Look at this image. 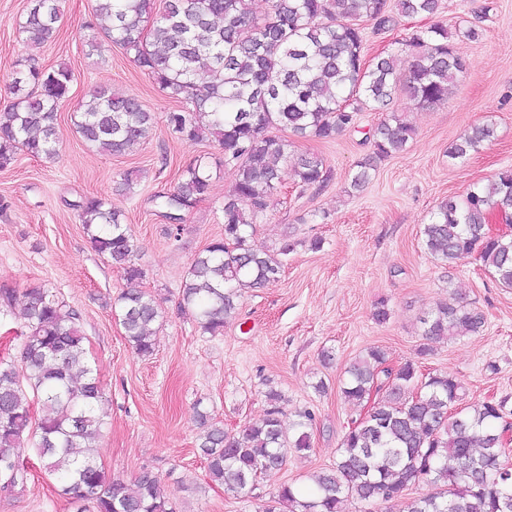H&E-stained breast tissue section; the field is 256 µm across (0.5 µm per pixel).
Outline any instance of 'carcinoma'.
<instances>
[{"instance_id": "cac0c4a2", "label": "carcinoma", "mask_w": 512, "mask_h": 512, "mask_svg": "<svg viewBox=\"0 0 512 512\" xmlns=\"http://www.w3.org/2000/svg\"><path fill=\"white\" fill-rule=\"evenodd\" d=\"M439 0H272L271 11L255 18L248 0H95L105 42L133 55L168 98L184 104L167 115V126L188 142L212 137L224 150V165L236 178L224 194V237L193 260L182 284L181 305L193 310L200 329L212 336L237 309L242 291L279 280L290 245L275 255L255 244L254 229L268 199L291 175L301 187L321 186L332 177L315 153L289 154L284 130L299 138L331 141L356 128L359 112L386 111L403 91L422 106L448 98L455 75L465 69L454 40L478 37L476 30H450L433 24L411 32L404 51L412 57L409 77L397 73V56L379 55L365 63L363 23L382 30L395 16H429ZM60 18V0H31L21 31L36 45L51 41ZM73 71L60 63L39 64L31 55L18 64L12 89L16 99L0 110V169L17 152L51 159L57 127L54 114L71 93ZM156 117L134 95L110 87L94 89L74 116L86 145L120 154L145 140ZM414 129L398 116L384 117L371 135L372 153L358 163L350 186L361 189L378 160L403 151ZM491 123L470 127L448 156L464 159L492 141ZM211 176L207 166L187 168L161 201L164 216L183 220L182 212L203 200ZM95 251L123 270L128 286L117 298L119 323L141 356L154 351L151 326L160 318L155 298L140 288L144 272L134 263L137 250L122 214L98 196L79 205ZM494 214L512 216V170L474 184L464 202L450 198L422 230L431 255L453 266L474 254L492 268L499 282L512 287V237L488 235ZM26 328L20 365L0 360V490L25 483L22 450L32 440L43 467L63 494L79 503L77 512H176L160 478L144 469L130 484L110 480L95 461L105 425L103 389L94 375L78 318L41 287L26 292ZM483 312L449 293L423 319L424 356L430 343L475 334ZM342 388L352 403L374 402L369 413L351 422L333 466L308 476L313 494L304 496L283 483L277 497L290 512H344L349 498L369 505L405 498L410 486L433 491L411 499L407 512H512V468L503 461V404L486 401L471 413H453L463 386L447 373L422 379L415 360L396 366L384 349L370 347L347 370ZM40 405L32 422L22 383ZM260 422L231 434L197 411L200 456L211 479L224 492L250 503L260 498V480L280 471L288 454L312 451L315 416L309 410L284 423L282 396L271 389Z\"/></svg>"}]
</instances>
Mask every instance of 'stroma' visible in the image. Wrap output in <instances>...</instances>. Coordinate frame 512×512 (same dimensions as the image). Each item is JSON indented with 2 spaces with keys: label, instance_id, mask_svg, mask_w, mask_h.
<instances>
[{
  "label": "stroma",
  "instance_id": "obj_1",
  "mask_svg": "<svg viewBox=\"0 0 512 512\" xmlns=\"http://www.w3.org/2000/svg\"><path fill=\"white\" fill-rule=\"evenodd\" d=\"M93 5L61 0L55 39L35 50L19 30L29 0H0V109L13 101V71L29 54L45 66L67 64L74 74L70 97L56 114L54 157L20 152L0 169V359H20L27 289H48L78 315L104 388L108 417L96 461L108 477L128 483L152 470L176 512H262L281 483L307 486L310 473L334 464L344 434L363 412L341 394L344 372L373 346L387 351L390 364L415 358L422 372L453 374L464 386L461 409L492 398L503 402L512 422V288L473 256L447 267L421 239L423 224L442 201L463 199L473 183L512 169V0H440L436 16L402 17L385 31L367 27L365 58L398 55L403 73L409 60L401 41L414 29L437 21L476 28L479 36L456 40L470 66L457 74L446 101L422 108L406 94L394 95L390 111L415 134L403 152L378 162L363 190H351L350 181L371 151L366 136L381 113L362 112L355 130L329 143L282 132L289 153L321 155L333 177L308 189L289 178L274 193L254 241L274 251L286 243L293 249L279 280L244 290L236 317L216 336L202 333L193 312L181 307L180 289L196 255L224 234V194L235 171L214 139L185 142L168 129L166 116L178 104L131 55L116 45L89 53L86 43L99 31ZM103 85L136 96L157 117L150 136L123 154L88 148L73 125L79 104ZM483 122L494 124L495 140L465 160L450 158L457 137ZM199 162L210 169V192L182 223H170L157 198ZM127 174L132 189L118 191ZM89 196L121 211L138 244L140 286L161 312L151 356L136 353L118 321L115 301L126 280L84 232L78 206ZM453 284L482 310L485 324L478 334L434 343L428 355L418 356L421 320L447 301ZM382 300L390 318L379 324L373 312ZM271 389L281 393L286 417L314 412L312 450L289 456L281 471L263 480L261 501L248 507L211 480L195 448L196 413L208 412L234 434L263 418ZM23 456L27 481L12 494L0 492V512H75L32 446Z\"/></svg>",
  "mask_w": 512,
  "mask_h": 512
}]
</instances>
